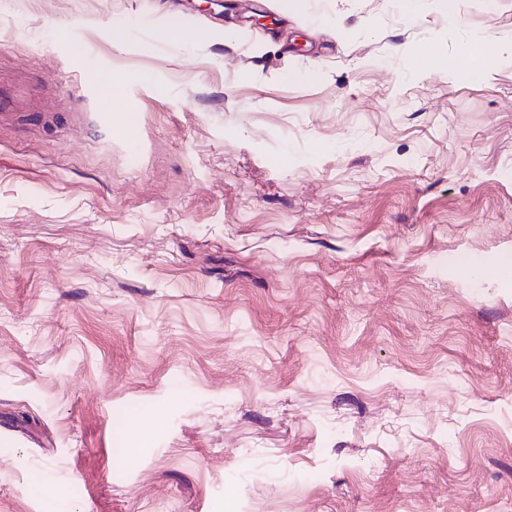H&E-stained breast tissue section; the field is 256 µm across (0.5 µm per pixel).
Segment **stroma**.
Segmentation results:
<instances>
[{"label":"stroma","mask_w":512,"mask_h":512,"mask_svg":"<svg viewBox=\"0 0 512 512\" xmlns=\"http://www.w3.org/2000/svg\"><path fill=\"white\" fill-rule=\"evenodd\" d=\"M491 33L0 0V512H512V62L416 67Z\"/></svg>","instance_id":"obj_1"}]
</instances>
